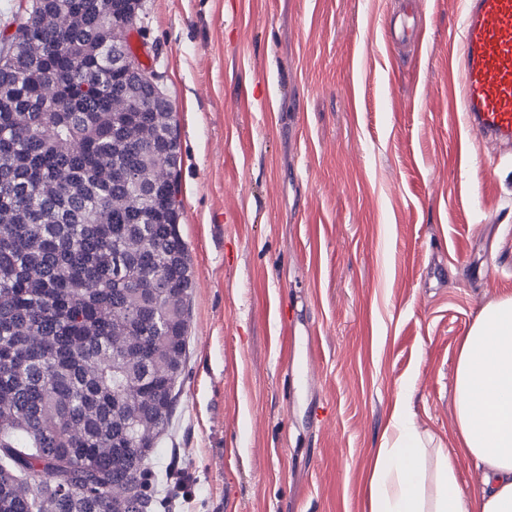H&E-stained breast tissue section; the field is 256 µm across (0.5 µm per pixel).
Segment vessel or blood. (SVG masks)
I'll use <instances>...</instances> for the list:
<instances>
[{"mask_svg": "<svg viewBox=\"0 0 512 512\" xmlns=\"http://www.w3.org/2000/svg\"><path fill=\"white\" fill-rule=\"evenodd\" d=\"M461 96L467 126L512 140V0H466Z\"/></svg>", "mask_w": 512, "mask_h": 512, "instance_id": "obj_1", "label": "vessel or blood"}]
</instances>
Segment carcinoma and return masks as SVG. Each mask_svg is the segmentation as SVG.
Listing matches in <instances>:
<instances>
[{
    "mask_svg": "<svg viewBox=\"0 0 512 512\" xmlns=\"http://www.w3.org/2000/svg\"><path fill=\"white\" fill-rule=\"evenodd\" d=\"M133 0H32L0 38V512H151L138 419L164 431L190 259L165 180L173 113L114 110ZM35 13L71 18L38 31ZM54 87L53 95L46 94Z\"/></svg>",
    "mask_w": 512,
    "mask_h": 512,
    "instance_id": "obj_1",
    "label": "carcinoma"
}]
</instances>
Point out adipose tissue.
Wrapping results in <instances>:
<instances>
[{"label": "adipose tissue", "mask_w": 512, "mask_h": 512, "mask_svg": "<svg viewBox=\"0 0 512 512\" xmlns=\"http://www.w3.org/2000/svg\"><path fill=\"white\" fill-rule=\"evenodd\" d=\"M463 451L483 471L474 492L448 452L420 432L411 392L395 401L370 478V512H512V298L486 305L464 337L455 377Z\"/></svg>", "instance_id": "adipose-tissue-1"}]
</instances>
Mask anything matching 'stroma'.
Masks as SVG:
<instances>
[{
    "label": "stroma",
    "instance_id": "stroma-1",
    "mask_svg": "<svg viewBox=\"0 0 512 512\" xmlns=\"http://www.w3.org/2000/svg\"><path fill=\"white\" fill-rule=\"evenodd\" d=\"M143 0L174 107L187 350L153 512H369L399 393L463 488L454 374L512 297V146L462 122L464 0Z\"/></svg>",
    "mask_w": 512,
    "mask_h": 512
}]
</instances>
